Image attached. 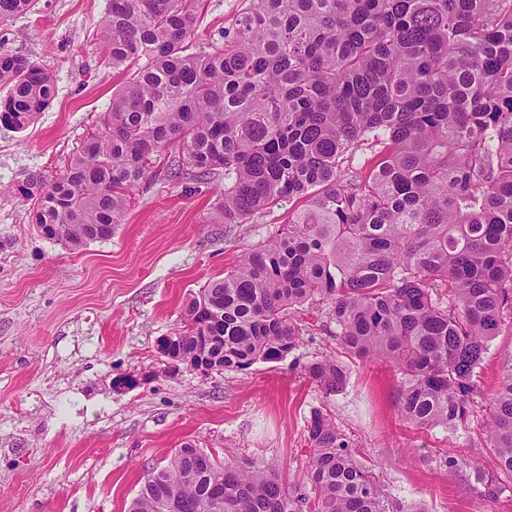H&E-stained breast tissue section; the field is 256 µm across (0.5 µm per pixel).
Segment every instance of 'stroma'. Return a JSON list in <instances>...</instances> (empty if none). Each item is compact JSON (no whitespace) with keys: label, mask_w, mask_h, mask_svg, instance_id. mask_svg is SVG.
Wrapping results in <instances>:
<instances>
[{"label":"stroma","mask_w":512,"mask_h":512,"mask_svg":"<svg viewBox=\"0 0 512 512\" xmlns=\"http://www.w3.org/2000/svg\"><path fill=\"white\" fill-rule=\"evenodd\" d=\"M245 0H206L194 46L230 29ZM107 0H37L0 24V51L50 72L56 95L26 130L0 127V512H126L148 471L185 444L278 462L308 485L304 434L313 411L331 414L357 457L403 512H512V479L485 494L476 470L496 472L476 428L416 429L402 421L388 365L348 357L298 316L309 335L284 360L246 371L171 375L156 351L182 322L183 306L241 252L278 234L290 209L252 224L216 223L223 182L185 184L156 175L132 191L112 238L73 251L41 236L20 185L62 172L99 123L122 82L105 65L97 22ZM335 356L349 373L331 397L306 366ZM512 367V327L493 339L479 370L492 392ZM120 374L142 385L117 389Z\"/></svg>","instance_id":"obj_1"}]
</instances>
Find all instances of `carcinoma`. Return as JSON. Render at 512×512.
I'll use <instances>...</instances> for the list:
<instances>
[{"instance_id":"cac0c4a2","label":"carcinoma","mask_w":512,"mask_h":512,"mask_svg":"<svg viewBox=\"0 0 512 512\" xmlns=\"http://www.w3.org/2000/svg\"><path fill=\"white\" fill-rule=\"evenodd\" d=\"M34 2L0 0V24ZM203 8L109 0L101 43L125 79L65 171L19 187L32 223L72 250L111 238L170 148L173 180L224 176V224L303 200L190 299L176 356L194 363L209 336L221 370L281 361L303 334L296 309L325 300L321 330L398 373L408 424L455 431L486 403L512 476V369L490 394L477 380L512 317V0H248L191 52ZM55 92L0 51L1 126L25 130ZM308 373L327 398L348 380L331 356ZM305 441L308 488L274 461L187 444L127 512H402L331 415L314 411Z\"/></svg>"}]
</instances>
